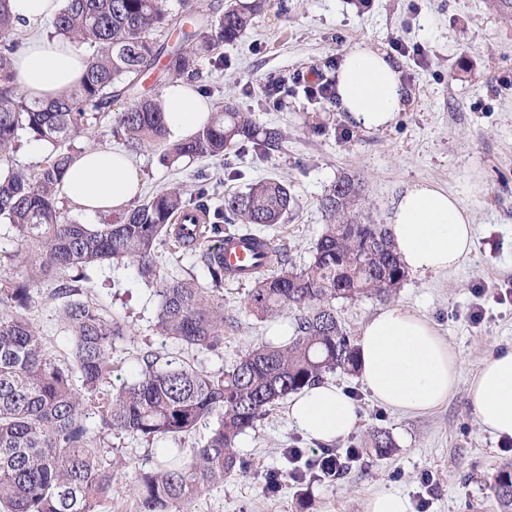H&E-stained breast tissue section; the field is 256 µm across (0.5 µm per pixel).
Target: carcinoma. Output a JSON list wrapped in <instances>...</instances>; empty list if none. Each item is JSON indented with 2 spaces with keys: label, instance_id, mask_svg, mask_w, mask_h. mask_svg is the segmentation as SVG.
<instances>
[{
  "label": "carcinoma",
  "instance_id": "carcinoma-1",
  "mask_svg": "<svg viewBox=\"0 0 512 512\" xmlns=\"http://www.w3.org/2000/svg\"><path fill=\"white\" fill-rule=\"evenodd\" d=\"M256 16L255 6L231 3L185 34L186 44L169 49L153 38L169 25L162 0H65L54 35L91 48L92 55L70 94L44 106L20 91L12 62L20 42L8 0H0V158L21 131L51 146L37 174L13 168L0 174V220L24 250L19 269L0 278V512H94L112 491V468L102 465L99 451L105 433L153 441L211 424L190 456L163 448L154 468L135 472L130 491L139 512H172L244 473L237 440L275 401L338 369L356 370L358 348L338 319L336 301L388 299L407 278L388 226L360 215L359 189L349 177L322 197L327 223L311 260L298 269L289 265L288 247L265 234L292 203L288 186L277 180H258L224 197L214 211L224 223L201 225L197 241L180 235L175 221L209 206L177 187L126 209L113 224L92 227L61 216L57 199L73 159L70 142L158 64L166 81L197 78L198 57L237 40ZM113 133L132 150L162 145L164 160L173 163L224 157L248 145L262 156L283 140L280 129L259 128L251 113L226 105L192 138L170 144L158 93L137 98ZM226 232L253 234L271 247L267 265L249 278L244 309L262 320L291 310L292 336L249 350L220 376L144 351L135 356L134 379L112 389L113 350L130 329L89 296L87 271L105 262L135 267L160 297L156 332L190 349H210L224 341L220 293L230 275L212 244ZM166 244L196 253L208 282L163 271L157 253ZM48 276L55 278L50 297L59 301L73 342L69 359L50 350L30 318ZM493 492L502 512H512V464L498 472Z\"/></svg>",
  "mask_w": 512,
  "mask_h": 512
}]
</instances>
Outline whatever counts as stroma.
I'll list each match as a JSON object with an SVG mask.
<instances>
[{
    "label": "stroma",
    "mask_w": 512,
    "mask_h": 512,
    "mask_svg": "<svg viewBox=\"0 0 512 512\" xmlns=\"http://www.w3.org/2000/svg\"><path fill=\"white\" fill-rule=\"evenodd\" d=\"M286 10L263 7L254 26L233 44L199 59L198 86L212 107L225 104L251 113L258 126L276 127L285 138L270 154L243 153L230 160L205 157L170 165L159 147L134 151L143 183L142 199L170 187L194 195L207 187L209 204L246 191L261 178L282 180L293 197L290 210L274 228L288 246L292 264L309 262L326 222L321 198L336 180L359 183L363 217L388 223L394 198L406 187L432 181L445 188L471 182L466 200L476 224L475 246L459 269L409 273L390 301L364 298L337 301L338 317L352 337L385 304L424 314L456 351L461 375L446 403L418 415H402L379 406L357 373L336 371L327 379L355 394L358 423L338 448L361 454L333 481L295 484L285 480L267 491L265 474L287 466L288 448L313 445L288 420L287 399H280L254 430L236 444L247 472L225 478L223 485L180 505L179 512H365L374 494L395 489L409 500L411 512H499L492 491L497 470L512 463V441L485 432L468 399L467 380L489 355L512 347V301H498L496 289L512 287V16L496 0H371L357 12L351 0H286ZM423 48L426 63L401 60L408 106L388 127L369 131L354 125L337 104H323L293 87L282 106L265 108L267 80L312 68L335 76L355 44L390 48L393 40ZM131 102L115 101L94 124L92 138L80 137L75 149L124 148L113 127ZM320 116L322 133L309 128ZM91 292L114 316L125 320L139 349L167 358H186L212 374L229 369L245 352L277 336L291 335L293 317L283 313L263 322L244 309L248 283H224V315L229 323L215 350H188L174 339L156 335L159 298L132 266L105 264L90 270ZM482 305L484 317L470 312ZM31 320L58 356H70L72 344L60 323L58 303L41 296ZM390 435L396 451L379 457L364 452L373 434ZM209 433L149 443L125 434L106 437L101 454L116 465L112 496L95 512H138L128 495L134 471L152 467L155 448L191 450Z\"/></svg>",
    "instance_id": "stroma-1"
}]
</instances>
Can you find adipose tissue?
<instances>
[{
  "label": "adipose tissue",
  "instance_id": "1",
  "mask_svg": "<svg viewBox=\"0 0 512 512\" xmlns=\"http://www.w3.org/2000/svg\"><path fill=\"white\" fill-rule=\"evenodd\" d=\"M8 7L16 26L29 32L13 60L22 91L44 102L68 95L89 61L70 40L43 30L60 12L62 0H9ZM336 90L340 111L369 130L388 126L406 106L401 63L380 49L348 51ZM162 100L170 140L193 136L210 118L207 100L189 84L165 87ZM139 190L138 171L128 154L104 147L83 149L63 183L69 204L88 215L125 208ZM390 229L409 270L442 272L458 268L470 255L476 225L464 191L425 181L394 199ZM358 348L363 385L376 402L395 412L423 413L441 406L460 378L457 354L430 321L397 305L381 309L366 323ZM467 391L481 427L495 438H512V348L485 358L468 379ZM288 419L306 439L328 443L349 434L358 416L354 400L324 382L292 396Z\"/></svg>",
  "mask_w": 512,
  "mask_h": 512
}]
</instances>
